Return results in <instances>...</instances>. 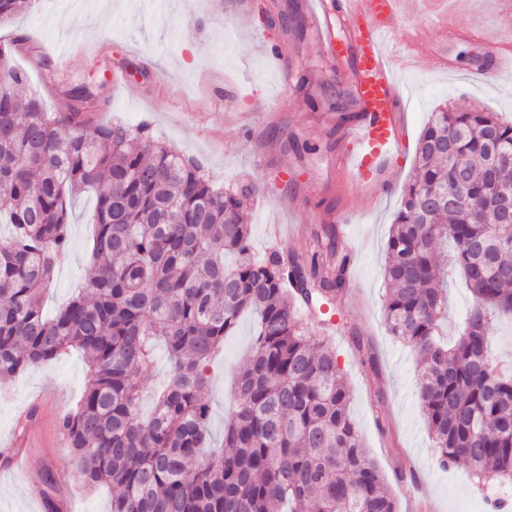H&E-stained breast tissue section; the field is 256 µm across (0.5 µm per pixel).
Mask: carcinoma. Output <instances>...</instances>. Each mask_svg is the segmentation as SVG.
<instances>
[{"label": "carcinoma", "instance_id": "carcinoma-1", "mask_svg": "<svg viewBox=\"0 0 512 512\" xmlns=\"http://www.w3.org/2000/svg\"><path fill=\"white\" fill-rule=\"evenodd\" d=\"M34 0H0V24ZM0 44V382L76 348L87 383L61 421L79 484L112 489V512H398L349 414L351 389L330 337L298 307L338 311L351 260L336 227L316 231L306 261L251 251L243 198L152 136L97 120L83 87L50 112L17 53ZM512 155V123L479 107H439L417 144L386 245L382 312L414 349L419 399L439 465L466 463L477 483L512 480V365L492 345L512 321V178L491 180ZM96 195L92 276L47 317L42 295L70 246L69 200ZM234 253V266L224 254ZM473 297L457 342L437 340L448 272ZM257 327L236 372L224 447L210 448L208 362L240 317ZM164 344L168 382L151 414L138 375Z\"/></svg>", "mask_w": 512, "mask_h": 512}]
</instances>
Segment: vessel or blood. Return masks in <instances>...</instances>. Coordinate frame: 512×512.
<instances>
[{
    "label": "vessel or blood",
    "mask_w": 512,
    "mask_h": 512,
    "mask_svg": "<svg viewBox=\"0 0 512 512\" xmlns=\"http://www.w3.org/2000/svg\"><path fill=\"white\" fill-rule=\"evenodd\" d=\"M401 0H317L313 9L323 59L347 66L354 109L358 114L344 130L336 158V177L375 199L385 193L403 147L399 85L386 54L389 25L401 12ZM339 15L344 37L331 21ZM20 437L0 443L17 478H25L29 457Z\"/></svg>",
    "instance_id": "vessel-or-blood-1"
}]
</instances>
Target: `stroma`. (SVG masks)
<instances>
[{
    "label": "stroma",
    "instance_id": "obj_1",
    "mask_svg": "<svg viewBox=\"0 0 512 512\" xmlns=\"http://www.w3.org/2000/svg\"><path fill=\"white\" fill-rule=\"evenodd\" d=\"M452 5L453 0H406L404 10L414 20L395 21L387 39L390 57L404 55L413 47L409 28L418 26L450 68L398 71L407 114L403 161L387 194L374 203L356 187L339 189L326 171L339 140L331 104L350 99L351 91L321 58L312 0H274L269 19L260 17L258 0H35L27 13L0 26L4 40L30 36L65 47L64 63L47 70L32 56L18 59L49 111H67L62 85L88 84L106 104L100 121L148 125L156 138L199 161L216 185H257L249 208L255 253L274 247L306 258L311 230L327 224L341 206L359 208L347 229L357 254L354 283L340 309L346 326L333 333L332 344L351 385V417L399 512H412L420 499L430 502L431 512H491L494 494L465 466H438L419 401L416 354L390 336L382 315L386 243L431 113L446 103L479 106L512 122V79L491 82L478 74L489 62V45L512 43V20L497 0H466L462 33L452 38L443 28ZM469 28L483 30V39H468ZM188 42L199 51L191 66L181 61ZM272 47L279 57L269 55ZM70 212L69 257L44 298L50 313L89 279L94 195L80 196ZM255 327L254 317L243 316L210 365L213 446L223 442L232 397L224 370L239 363ZM353 329L374 338L375 363L356 350L349 337ZM86 370L83 354L71 349L0 385V436L13 434L18 417L34 406L42 438L28 451L25 484L0 467V512H46L39 495L49 469L67 477L57 485L62 512H110L111 490L90 493L71 481L67 448L47 441L53 421L83 391Z\"/></svg>",
    "mask_w": 512,
    "mask_h": 512
}]
</instances>
